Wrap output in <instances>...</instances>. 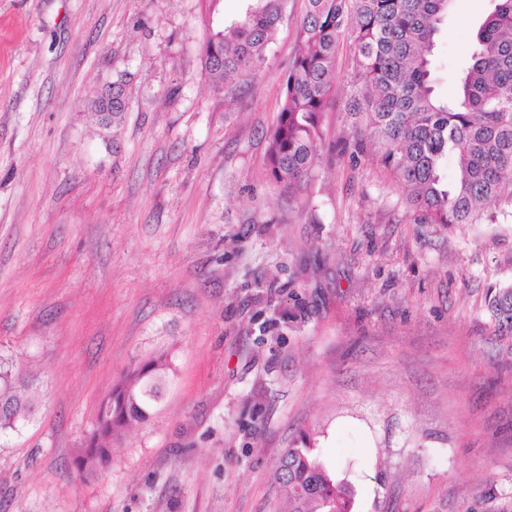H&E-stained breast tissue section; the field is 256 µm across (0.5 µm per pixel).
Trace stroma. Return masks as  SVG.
I'll return each instance as SVG.
<instances>
[{
	"label": "stroma",
	"mask_w": 512,
	"mask_h": 512,
	"mask_svg": "<svg viewBox=\"0 0 512 512\" xmlns=\"http://www.w3.org/2000/svg\"><path fill=\"white\" fill-rule=\"evenodd\" d=\"M305 0L263 69L224 98L204 0H0V363L33 375L0 433V512H284L299 432L351 512H512V216L420 224L372 147L356 151L349 37L336 51L309 190L266 167ZM491 0H455L434 86ZM122 81L104 132L101 91ZM175 380L107 467L74 462L133 363ZM108 90L112 99V108L105 107L100 100H97L94 106V110L98 115L99 124L102 125L104 129H110L120 122L126 104L123 83L114 82L112 83V88ZM487 308L500 327L507 326L512 329V285L492 289Z\"/></svg>",
	"instance_id": "35a3bbf8"
}]
</instances>
